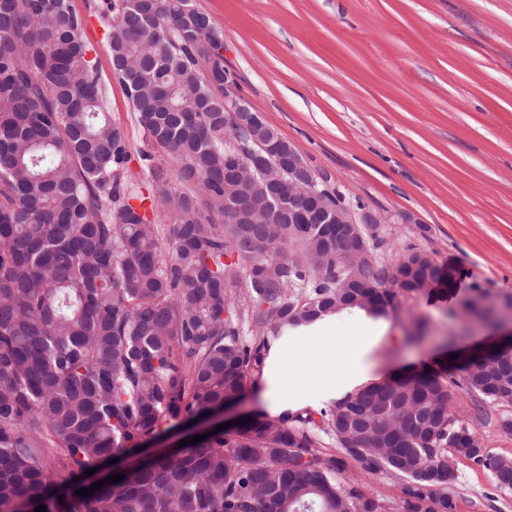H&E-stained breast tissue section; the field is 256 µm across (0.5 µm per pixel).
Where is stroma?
<instances>
[{
    "label": "stroma",
    "mask_w": 512,
    "mask_h": 512,
    "mask_svg": "<svg viewBox=\"0 0 512 512\" xmlns=\"http://www.w3.org/2000/svg\"><path fill=\"white\" fill-rule=\"evenodd\" d=\"M224 33L242 94L350 202L395 214L378 228L388 262L407 246L465 270L460 285L512 296V0H196ZM107 110L143 146L112 76L107 29L86 31ZM371 350L385 379L450 366L492 326L405 295ZM422 336L408 341L414 331ZM453 418L489 454L512 457V407L457 392ZM455 512H512L489 471L460 461Z\"/></svg>",
    "instance_id": "35a3bbf8"
}]
</instances>
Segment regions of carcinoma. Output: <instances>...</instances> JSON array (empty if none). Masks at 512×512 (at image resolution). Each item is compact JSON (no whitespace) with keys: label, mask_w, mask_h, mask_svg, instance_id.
Returning <instances> with one entry per match:
<instances>
[{"label":"carcinoma","mask_w":512,"mask_h":512,"mask_svg":"<svg viewBox=\"0 0 512 512\" xmlns=\"http://www.w3.org/2000/svg\"><path fill=\"white\" fill-rule=\"evenodd\" d=\"M99 19L144 135L135 170L88 17L72 0H0V512H386L339 478L321 435L363 473L398 480L404 512H453L460 459L512 491V458L449 414L459 390L512 406L505 347L458 378L423 371L319 410L254 415L88 496L54 490L51 462L74 479L241 400L286 329L351 310L384 318L426 277L428 299L446 301L464 277L413 247L384 266L374 254L336 265L362 241L374 251L361 227L217 223L240 194L224 183L223 31L193 0H107Z\"/></svg>","instance_id":"1"}]
</instances>
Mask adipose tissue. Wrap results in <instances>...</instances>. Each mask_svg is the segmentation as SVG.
Here are the masks:
<instances>
[{"label": "adipose tissue", "mask_w": 512, "mask_h": 512, "mask_svg": "<svg viewBox=\"0 0 512 512\" xmlns=\"http://www.w3.org/2000/svg\"><path fill=\"white\" fill-rule=\"evenodd\" d=\"M341 327L335 317H327L302 329L267 359L263 387L271 414L286 410L290 401L306 400L335 391L338 384L367 377L373 365L367 354L379 338L375 328L357 324L346 344L348 363L337 369L328 355L336 348Z\"/></svg>", "instance_id": "1"}]
</instances>
